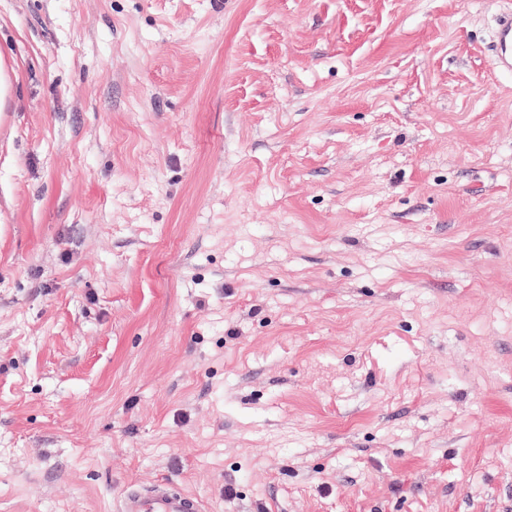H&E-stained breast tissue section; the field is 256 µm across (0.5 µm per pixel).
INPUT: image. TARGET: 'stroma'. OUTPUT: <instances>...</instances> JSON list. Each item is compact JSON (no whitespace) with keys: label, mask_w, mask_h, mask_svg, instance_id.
I'll return each instance as SVG.
<instances>
[{"label":"stroma","mask_w":512,"mask_h":512,"mask_svg":"<svg viewBox=\"0 0 512 512\" xmlns=\"http://www.w3.org/2000/svg\"><path fill=\"white\" fill-rule=\"evenodd\" d=\"M512 0H0V512H512ZM488 62L494 71L512 74V7L504 9L496 19ZM122 512H199L195 497L177 490L170 482L144 491H127L121 501Z\"/></svg>","instance_id":"stroma-1"}]
</instances>
